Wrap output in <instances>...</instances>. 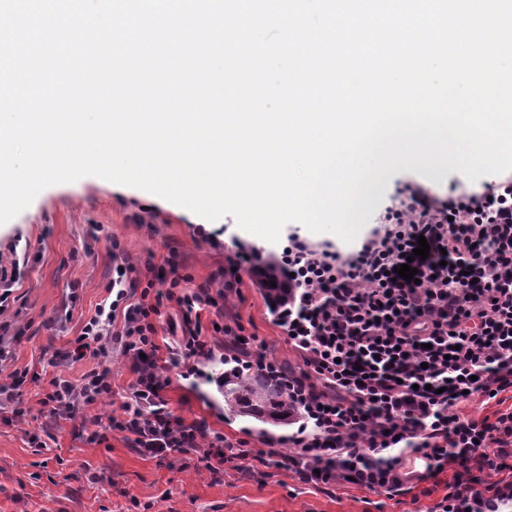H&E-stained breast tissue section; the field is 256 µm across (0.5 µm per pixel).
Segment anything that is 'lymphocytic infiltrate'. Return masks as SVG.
Returning a JSON list of instances; mask_svg holds the SVG:
<instances>
[{"label": "lymphocytic infiltrate", "instance_id": "f902f5d3", "mask_svg": "<svg viewBox=\"0 0 512 512\" xmlns=\"http://www.w3.org/2000/svg\"><path fill=\"white\" fill-rule=\"evenodd\" d=\"M426 238V259L414 258ZM118 263L100 304L82 327L67 363L96 367L81 380L52 378L40 403L51 423H71L86 444L107 431L129 433L132 449L160 461L196 459L210 474L253 459L291 471L314 486L352 482L394 498L414 476L410 453L427 460L426 480L448 474L447 492L427 512H512V410L475 419L467 403L489 404L512 392V175L439 195L415 180L398 182L353 250L315 243L297 233L281 252L288 300L272 305L276 324L303 359L297 371L263 352L236 359L242 369L276 382L301 410L282 451L232 443L203 422L186 423L164 395L171 369L210 358L213 343L197 317L223 312L238 293L255 254H239L221 288L178 273ZM412 263L416 281L392 279ZM176 304L186 323L158 359L157 320ZM120 349L133 379L122 418L102 421L90 407L112 398L108 360Z\"/></svg>", "mask_w": 512, "mask_h": 512}]
</instances>
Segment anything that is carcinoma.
Listing matches in <instances>:
<instances>
[{"instance_id": "obj_1", "label": "carcinoma", "mask_w": 512, "mask_h": 512, "mask_svg": "<svg viewBox=\"0 0 512 512\" xmlns=\"http://www.w3.org/2000/svg\"><path fill=\"white\" fill-rule=\"evenodd\" d=\"M276 286H271V283ZM279 263L267 256L259 270V285L276 301L288 300V289L282 287ZM224 406L243 416L272 426H286L300 416V408L288 401L281 387L250 373L232 367L224 370Z\"/></svg>"}]
</instances>
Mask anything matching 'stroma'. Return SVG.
I'll return each instance as SVG.
<instances>
[{
  "instance_id": "stroma-1",
  "label": "stroma",
  "mask_w": 512,
  "mask_h": 512,
  "mask_svg": "<svg viewBox=\"0 0 512 512\" xmlns=\"http://www.w3.org/2000/svg\"><path fill=\"white\" fill-rule=\"evenodd\" d=\"M95 224L104 226V237L92 236ZM114 240L137 266L148 259L160 266L177 256L198 284L228 267L238 249L263 255L282 249L281 243L240 229L232 216L211 222L147 191L94 176L49 186L0 224V267L21 266L14 308L22 329L19 338L7 342L12 356L0 363V380L27 367L47 380L76 381L94 367L91 359L62 363L60 355L107 295ZM74 287L80 298L70 308L67 295ZM65 311L70 314L66 320L61 317ZM224 319L240 322L247 334L263 341L268 357L293 369L302 366L255 281H246L240 296L230 300ZM224 355V349H215L186 378L170 371L165 395L172 407L186 422L206 421L249 447L281 449L292 427L265 425L225 407L216 383ZM24 398L28 413L23 419L0 420V512H411L414 506L407 495L382 501L350 485L317 488L285 470L261 475L228 469L212 476L176 458L161 464L134 452L119 432L109 433L102 444H85L74 439L67 422L50 428L46 448L36 450L29 436L43 430L45 415L38 386H28ZM91 471L97 483L88 482Z\"/></svg>"
}]
</instances>
